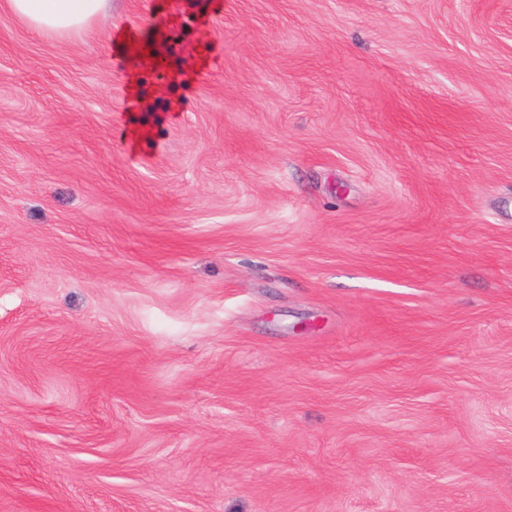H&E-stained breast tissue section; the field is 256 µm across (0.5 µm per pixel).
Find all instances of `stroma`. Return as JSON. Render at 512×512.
Masks as SVG:
<instances>
[{"label": "stroma", "instance_id": "stroma-1", "mask_svg": "<svg viewBox=\"0 0 512 512\" xmlns=\"http://www.w3.org/2000/svg\"><path fill=\"white\" fill-rule=\"evenodd\" d=\"M0 512H512V0L0 10ZM111 0H3L0 8L25 22L33 33L62 35L89 26Z\"/></svg>", "mask_w": 512, "mask_h": 512}]
</instances>
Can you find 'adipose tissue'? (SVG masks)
Listing matches in <instances>:
<instances>
[{"instance_id":"obj_1","label":"adipose tissue","mask_w":512,"mask_h":512,"mask_svg":"<svg viewBox=\"0 0 512 512\" xmlns=\"http://www.w3.org/2000/svg\"><path fill=\"white\" fill-rule=\"evenodd\" d=\"M110 3L111 0H0L1 7L38 35H62L85 28L104 15Z\"/></svg>"}]
</instances>
